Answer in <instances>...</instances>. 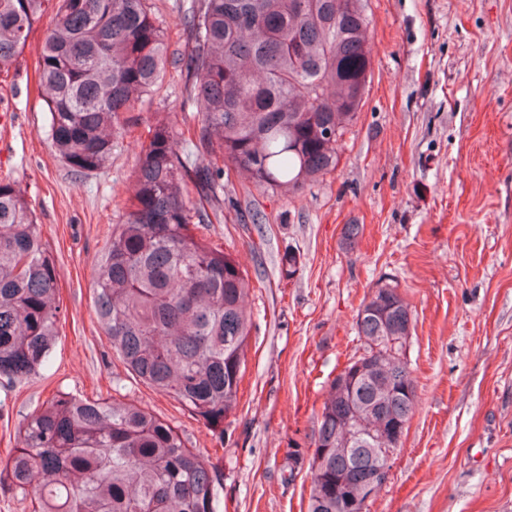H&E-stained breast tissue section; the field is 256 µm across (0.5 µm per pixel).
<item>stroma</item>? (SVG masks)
I'll use <instances>...</instances> for the list:
<instances>
[{"label": "stroma", "instance_id": "obj_1", "mask_svg": "<svg viewBox=\"0 0 512 512\" xmlns=\"http://www.w3.org/2000/svg\"><path fill=\"white\" fill-rule=\"evenodd\" d=\"M55 5L45 0L0 74V179L34 210L62 303L50 367L0 378V462L19 422L55 393L132 402L218 466L219 512H307L317 411L363 352V299L390 283L413 311L416 407L367 512H512V0H366L372 71L335 170L294 195L243 172L225 178L223 217L200 233L248 273L254 324L220 438L127 372L93 304L95 261L124 219L139 136L163 117L179 132L198 123L183 104L186 72L168 64L104 168L74 174L51 146L36 89ZM348 224L361 227L351 250Z\"/></svg>", "mask_w": 512, "mask_h": 512}]
</instances>
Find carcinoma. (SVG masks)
Instances as JSON below:
<instances>
[{"instance_id":"obj_1","label":"carcinoma","mask_w":512,"mask_h":512,"mask_svg":"<svg viewBox=\"0 0 512 512\" xmlns=\"http://www.w3.org/2000/svg\"><path fill=\"white\" fill-rule=\"evenodd\" d=\"M150 0H58L37 90L49 137L89 175L162 79L164 33ZM43 0H0V72L22 53ZM186 102L200 115L182 138L161 119L138 153L125 220L95 263L94 308L112 351L142 383L174 397L224 438L238 405L253 327L247 273L195 230L224 191V170L296 193L336 168V143L372 70L364 0H191L184 11ZM197 192L199 203L190 202ZM60 274L17 185L0 180V377L44 369L62 306ZM364 353L333 379L309 458L307 512H354L381 450L364 431L409 423L412 311L378 284L357 313ZM0 485L32 512H217L214 466L166 421L135 404L59 392L27 415Z\"/></svg>"}]
</instances>
